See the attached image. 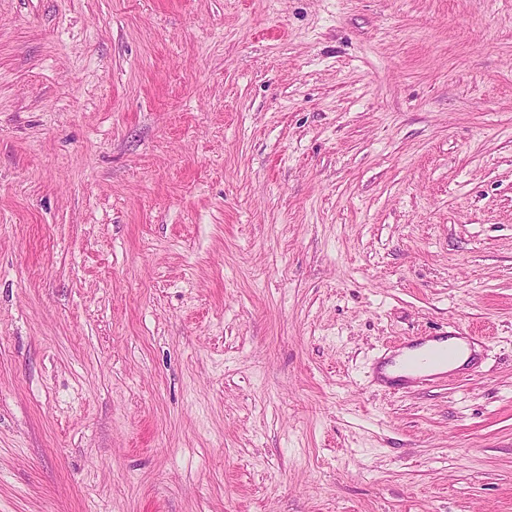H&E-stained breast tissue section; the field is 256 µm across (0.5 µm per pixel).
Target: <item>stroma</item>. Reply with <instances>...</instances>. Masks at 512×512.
Masks as SVG:
<instances>
[{"instance_id":"35a3bbf8","label":"stroma","mask_w":512,"mask_h":512,"mask_svg":"<svg viewBox=\"0 0 512 512\" xmlns=\"http://www.w3.org/2000/svg\"><path fill=\"white\" fill-rule=\"evenodd\" d=\"M0 512H512V0H0ZM448 340V336H418L411 340L406 346V349L424 348L419 353L410 356L403 362V367L412 371H421L429 368L435 364L447 363L448 359L461 353L462 350L459 346L440 345L444 340ZM466 363L465 358L461 360H452L448 362V371L458 369ZM446 367L436 370L435 372L445 371ZM448 371L435 374L422 375L423 380H432L440 375L448 374Z\"/></svg>"}]
</instances>
